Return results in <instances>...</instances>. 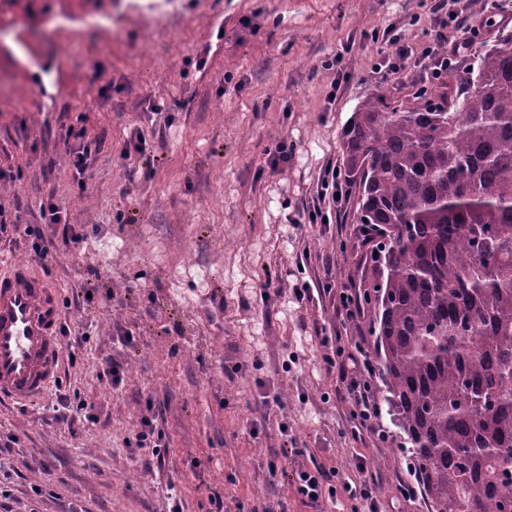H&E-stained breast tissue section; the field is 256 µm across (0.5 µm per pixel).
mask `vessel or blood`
Instances as JSON below:
<instances>
[{"instance_id": "vessel-or-blood-1", "label": "vessel or blood", "mask_w": 512, "mask_h": 512, "mask_svg": "<svg viewBox=\"0 0 512 512\" xmlns=\"http://www.w3.org/2000/svg\"><path fill=\"white\" fill-rule=\"evenodd\" d=\"M64 322L59 291L33 265L0 258V401L27 404L54 387Z\"/></svg>"}]
</instances>
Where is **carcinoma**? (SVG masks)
<instances>
[{
  "mask_svg": "<svg viewBox=\"0 0 512 512\" xmlns=\"http://www.w3.org/2000/svg\"><path fill=\"white\" fill-rule=\"evenodd\" d=\"M466 86L383 93L342 130L359 299L430 512L512 498V34Z\"/></svg>",
  "mask_w": 512,
  "mask_h": 512,
  "instance_id": "cac0c4a2",
  "label": "carcinoma"
}]
</instances>
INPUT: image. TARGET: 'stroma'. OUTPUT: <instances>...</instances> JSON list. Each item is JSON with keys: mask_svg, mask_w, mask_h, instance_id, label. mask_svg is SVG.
I'll return each instance as SVG.
<instances>
[{"mask_svg": "<svg viewBox=\"0 0 512 512\" xmlns=\"http://www.w3.org/2000/svg\"><path fill=\"white\" fill-rule=\"evenodd\" d=\"M438 2L0 0V253L29 259L22 227L48 224L56 195L81 242L47 279L71 301L94 289L64 310L88 340L58 385L24 410L0 403V512H211L216 497L224 512H428L403 495L411 460L389 416L383 441L324 363L373 342L340 301L358 262L350 208L308 215L358 102L430 87L421 50L457 38L448 14L478 50L512 34V0ZM400 43L417 62L384 78L375 65ZM71 128L102 141L82 188ZM137 131L144 151L123 158ZM104 356L124 364L119 385L98 377ZM82 402L84 424L70 417ZM148 406L161 473L136 440ZM317 466L334 491L313 503L297 474Z\"/></svg>", "mask_w": 512, "mask_h": 512, "instance_id": "stroma-1", "label": "stroma"}]
</instances>
